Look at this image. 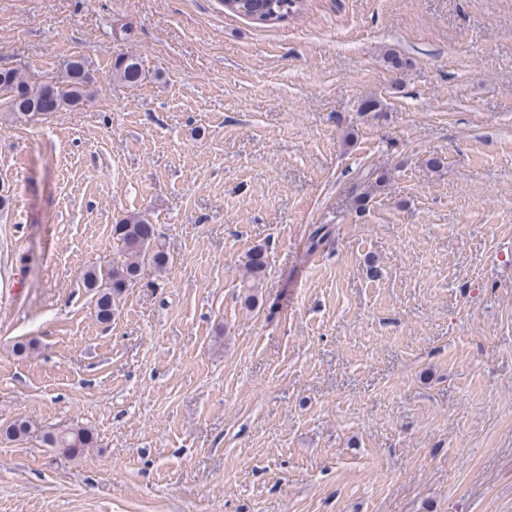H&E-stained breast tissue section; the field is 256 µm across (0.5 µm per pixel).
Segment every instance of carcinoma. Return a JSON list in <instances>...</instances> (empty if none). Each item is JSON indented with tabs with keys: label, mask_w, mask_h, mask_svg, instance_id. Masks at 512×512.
I'll use <instances>...</instances> for the list:
<instances>
[{
	"label": "carcinoma",
	"mask_w": 512,
	"mask_h": 512,
	"mask_svg": "<svg viewBox=\"0 0 512 512\" xmlns=\"http://www.w3.org/2000/svg\"><path fill=\"white\" fill-rule=\"evenodd\" d=\"M224 8L242 15L257 24L280 22L300 9L301 0H221ZM141 76L140 64L133 58L119 56L112 66V77L120 83L135 84ZM91 76L85 59L75 57L65 64V76L60 83H36L18 69L0 68V107L3 117L14 123L27 122L47 116L64 107H76L87 96ZM112 239L117 246V258L112 267L87 268L82 276L85 288L96 298L97 319L102 323L112 321L116 299L133 287L141 264L148 262L163 270L168 256L156 239L154 225L141 217H126L112 226ZM267 261L265 252L254 250L246 263L244 287L247 288L244 304L256 303L257 290L265 277ZM30 433L27 422L17 420L0 431V437L16 441ZM43 442L72 457L83 455L92 447L93 432L84 427L46 431Z\"/></svg>",
	"instance_id": "obj_1"
}]
</instances>
